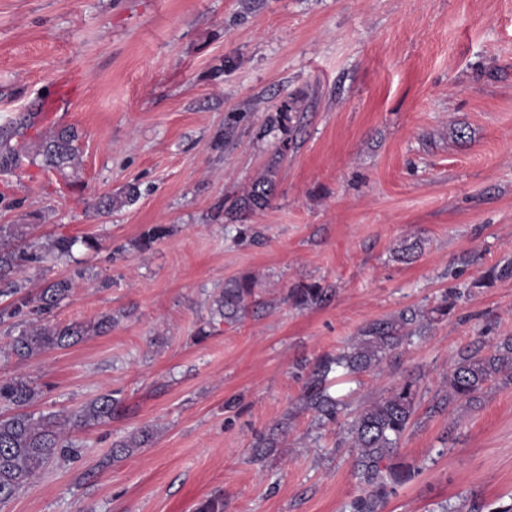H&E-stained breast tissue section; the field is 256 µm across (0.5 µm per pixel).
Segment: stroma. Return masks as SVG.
Masks as SVG:
<instances>
[{
  "label": "stroma",
  "instance_id": "obj_1",
  "mask_svg": "<svg viewBox=\"0 0 512 512\" xmlns=\"http://www.w3.org/2000/svg\"><path fill=\"white\" fill-rule=\"evenodd\" d=\"M284 104L288 129H269ZM33 111L29 145L80 133L79 185L0 171V224L95 237L26 277L70 281L49 323H117L29 360L0 323V377L46 386L45 413L111 391L122 412L72 430L77 454L0 512H196L217 491L224 512H349V425L408 380L399 459L416 475L384 512L512 503V381L443 403L461 351L512 335V0H0V127ZM284 140L269 206L228 213ZM132 182L133 205L94 209ZM157 224L169 234L138 249ZM248 275L257 303L224 323L213 301ZM310 284L325 301L295 307ZM408 308L416 333L334 386L336 420L301 409L320 357ZM141 427L153 438L110 461Z\"/></svg>",
  "mask_w": 512,
  "mask_h": 512
}]
</instances>
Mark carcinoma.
I'll return each instance as SVG.
<instances>
[{
  "label": "carcinoma",
  "instance_id": "carcinoma-1",
  "mask_svg": "<svg viewBox=\"0 0 512 512\" xmlns=\"http://www.w3.org/2000/svg\"><path fill=\"white\" fill-rule=\"evenodd\" d=\"M35 114L22 117L18 122L0 128V169L11 170L28 157L26 130L33 127ZM79 135L73 127H55L38 140L37 155L47 168L63 172L79 171ZM276 162L253 181L250 189L238 197L230 211L252 212L267 208L275 189ZM139 191L135 184L122 191L101 197L97 209L110 214L137 201ZM28 224L0 225V296L15 301L0 310V320L24 315L28 320L13 337L11 349L20 359L37 356L47 350L63 348L77 343L89 333L100 335L112 328L114 318L105 316L91 326L71 324L45 325L44 316L60 305L69 295L70 282L58 279L46 284L35 293H22L24 284L12 279L23 267L39 264L44 252L58 257H69L77 244L87 249L96 248L93 237L85 235L59 236L46 248L19 245L29 234ZM169 229L158 224L145 232L139 248L146 250L164 238ZM256 282L251 277L226 281L224 289L214 300V315L224 322L239 321L248 310ZM289 298L300 308L319 304L324 290L307 285L291 290ZM418 322V313H400L364 327L354 342L334 355L317 360L301 397L302 409L333 420L343 407L342 402L329 391L330 375L342 372L357 375L377 366L388 352L411 340ZM512 380V336H505L483 353L482 348L468 350L459 355L448 374V402L464 400L474 407L480 401L485 385L500 377ZM45 395L44 387L24 377L0 380V503H6L32 484L55 459L76 454L75 444L66 435L68 427H91L112 420L119 407L113 394H103L60 418L31 410ZM417 387L408 381L390 391L361 411L350 425L355 450L353 472L362 485V494L350 504V512H383L397 487L407 483L416 473L414 467L397 461L401 440L417 410ZM151 437L148 430H140L115 444L112 457L129 455Z\"/></svg>",
  "mask_w": 512,
  "mask_h": 512
}]
</instances>
